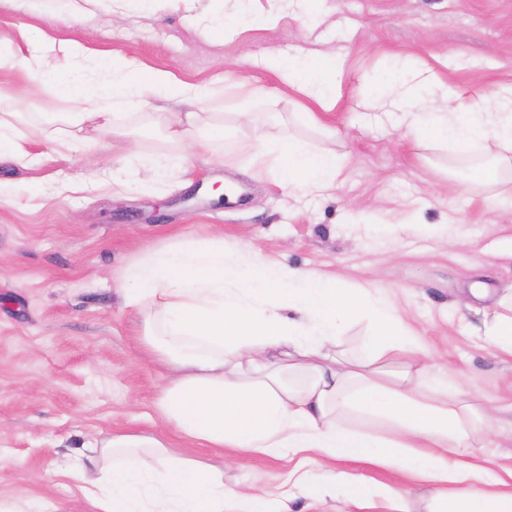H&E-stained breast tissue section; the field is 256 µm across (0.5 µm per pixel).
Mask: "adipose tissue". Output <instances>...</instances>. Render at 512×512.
<instances>
[{
  "label": "adipose tissue",
  "mask_w": 512,
  "mask_h": 512,
  "mask_svg": "<svg viewBox=\"0 0 512 512\" xmlns=\"http://www.w3.org/2000/svg\"><path fill=\"white\" fill-rule=\"evenodd\" d=\"M29 46L25 56L0 54V67L43 68L39 92L71 103L68 127L55 140L59 155L86 123L109 126L113 110L148 98L189 105L224 99L220 81L193 84L168 70L143 75L131 62L80 43L58 45L45 34ZM262 65L327 111L345 60L335 54L301 67L271 55ZM433 84L429 72H407L381 107L401 113L414 140L452 145L462 157L491 143L512 164V97L492 111L447 89L434 106L423 94ZM218 140L225 154L254 163L276 156L280 186L291 196L322 195L340 171L335 152L289 136L244 144L213 124L199 145ZM119 291L140 318L141 346L167 372L154 403L163 426L203 448L266 457L311 451L328 472L314 480L293 471L288 489L229 487L222 467L183 457L158 437L118 432L76 455L66 471L90 512H293L298 491L320 504L339 494L361 506L378 497L391 512H410L400 492L333 470L336 461L412 472L432 486L428 512H512V482L472 462L474 438L492 435V417L432 377L417 337L378 289L343 288L318 270L272 263L257 249L229 252L223 235L213 234L147 249L125 269ZM358 316L372 321L374 335L362 354L337 352L345 325ZM355 411L391 423L396 439L349 426Z\"/></svg>",
  "instance_id": "ef3b65f1"
}]
</instances>
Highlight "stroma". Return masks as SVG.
<instances>
[{
    "instance_id": "stroma-1",
    "label": "stroma",
    "mask_w": 512,
    "mask_h": 512,
    "mask_svg": "<svg viewBox=\"0 0 512 512\" xmlns=\"http://www.w3.org/2000/svg\"><path fill=\"white\" fill-rule=\"evenodd\" d=\"M316 21L281 0H110L49 24L42 12L0 0V48L25 52V36L78 41L145 69H163L228 91L219 109L236 140L257 132L293 136L336 151V186L315 199L289 196L278 166L246 157L217 164L212 145L176 142L169 127L182 105L158 102L116 111L112 128H87L59 159L51 139L71 107L60 95L31 94L36 71L0 69V113H16L31 160L0 163V497L34 498L42 512H88L61 473L86 444L118 431L164 434L152 402L162 369L137 342V316L116 283L151 247L224 234L230 251L259 248L271 261L333 275L345 288L375 287L395 305L435 369L461 382L495 418L477 462L512 468V356L483 329L512 296V168L495 185L461 191L471 167L452 149L403 138L399 116L378 104L406 69L432 67L439 84L492 97L512 89V0H318ZM276 14L272 24L256 18ZM223 15L231 27L208 34L192 19ZM343 53L341 95L322 127L295 119L300 96L261 66L268 53ZM247 81L263 96L243 98ZM253 112L257 123L239 120ZM187 156L161 179L130 183L137 157ZM83 179L84 192L55 193L58 180ZM304 455H244L226 484L257 478L278 485ZM349 471L399 490L410 506L427 486L370 463Z\"/></svg>"
}]
</instances>
